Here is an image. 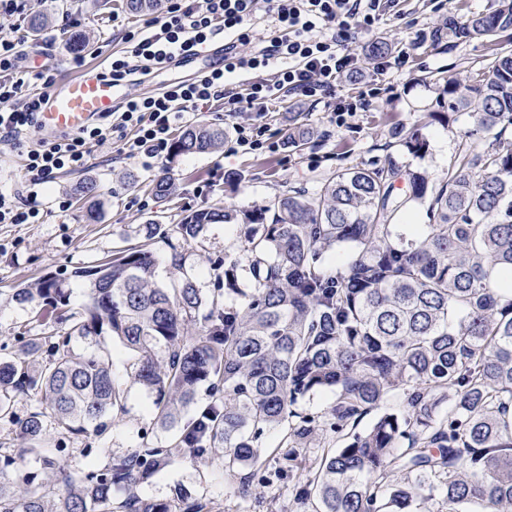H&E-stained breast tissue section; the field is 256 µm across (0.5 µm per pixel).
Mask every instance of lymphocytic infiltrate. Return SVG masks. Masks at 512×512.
Returning a JSON list of instances; mask_svg holds the SVG:
<instances>
[{"mask_svg": "<svg viewBox=\"0 0 512 512\" xmlns=\"http://www.w3.org/2000/svg\"><path fill=\"white\" fill-rule=\"evenodd\" d=\"M398 0H167L161 16L125 31L128 49L113 57V80L131 82L139 69L160 66L181 51L224 37V65L170 84L162 92L128 96L121 110L83 130L49 138L40 134L39 112L54 85L50 71L30 75L17 64L20 39L0 36V144L24 158L20 191L0 193L1 224L41 223L39 197L63 170L84 168L93 147L116 143L120 155L153 166L167 150L187 112L223 101L235 118L229 153L278 151L262 114L268 103L292 95L303 101L335 99L338 122L366 109V96L337 97L336 85L354 72L348 48L353 30L373 29ZM265 10L274 34L254 38V18ZM258 79L238 90L240 76Z\"/></svg>", "mask_w": 512, "mask_h": 512, "instance_id": "obj_1", "label": "lymphocytic infiltrate"}]
</instances>
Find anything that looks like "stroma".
Returning <instances> with one entry per match:
<instances>
[{"mask_svg": "<svg viewBox=\"0 0 512 512\" xmlns=\"http://www.w3.org/2000/svg\"><path fill=\"white\" fill-rule=\"evenodd\" d=\"M29 5L49 18L39 37L30 36L23 14L0 16V31L17 28L21 67L33 72L51 70L58 80L76 72L72 34L90 35L93 46L84 52V62L105 67L113 53L124 51V30L145 21L144 16L126 12L122 0L108 5L103 0H29ZM496 6L497 0H400L396 12L384 16L377 29L355 33L350 47L359 60L358 70L340 81L337 92L356 96L365 91L369 81H376L378 92L367 109L340 126L326 103L312 104L290 96L270 106L266 114L271 134L281 141L291 122L311 128L314 136L303 149L284 146L276 153L231 155L219 147L198 154L168 153L148 170L141 159L119 155L113 144L94 147L84 169L56 174L51 187L54 192L70 194L79 182L95 181L98 222L88 221L80 203H73L62 213L51 198L45 197L41 200L42 223L0 224V350L15 351L19 337L42 336L50 330L49 324L33 321L29 304L16 301V288L48 273L95 266L119 250L140 245V229L146 221L161 226L151 242L158 259V284L187 275L207 291L223 274L222 268L214 266V258L224 255L246 264L244 228L212 224L199 241L187 244L175 226L192 211L225 206L249 212L288 190L315 189L328 171L388 157L401 168L424 171L430 183H439L449 163L463 154L465 133L473 120L466 111L451 114L446 120H429V113L438 109V85L446 80L465 81L470 72L488 67L492 51L478 41L436 45L430 34L448 14L463 21ZM381 41L389 43L393 56L402 58L403 63L378 81L372 71L371 49ZM402 126L418 130L426 142L423 154L392 148L393 134ZM165 168L175 179L177 190L159 201L148 185ZM131 175L138 180L137 188L128 185ZM175 249L186 257L184 269L169 263ZM113 361L116 377L128 391L125 410L106 440L73 439L69 465L82 463L88 455L105 463L127 454L139 446L144 432L158 446L168 445L171 439V431L153 421L152 395L134 384L130 376L129 352L114 345ZM136 492L157 501L182 493L207 503L209 512H290L293 500L292 487L285 480L255 486L249 498H241L225 477L223 460L196 461L187 456L172 460Z\"/></svg>", "mask_w": 512, "mask_h": 512, "instance_id": "obj_1", "label": "stroma"}]
</instances>
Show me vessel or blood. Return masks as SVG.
Segmentation results:
<instances>
[{"mask_svg":"<svg viewBox=\"0 0 512 512\" xmlns=\"http://www.w3.org/2000/svg\"><path fill=\"white\" fill-rule=\"evenodd\" d=\"M223 53V47L205 46L197 51L180 53L169 61L168 66L172 69L192 67L202 75L211 71L212 56ZM125 98L124 83L112 81L101 70L90 67L50 90L39 114V123L46 129L76 132L117 111Z\"/></svg>","mask_w":512,"mask_h":512,"instance_id":"vessel-or-blood-1","label":"vessel or blood"}]
</instances>
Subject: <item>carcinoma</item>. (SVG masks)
Instances as JSON below:
<instances>
[{"mask_svg": "<svg viewBox=\"0 0 512 512\" xmlns=\"http://www.w3.org/2000/svg\"><path fill=\"white\" fill-rule=\"evenodd\" d=\"M159 2L123 5L139 14ZM510 30L512 0H499L462 24L448 17L432 41L494 44ZM437 103L449 112L476 104L468 136L486 146L465 151L435 186L386 159L335 171L314 191L290 190L243 217L216 207L181 220L187 243L210 224L244 221L251 289L237 306L224 304L238 290L237 263L217 261L224 279L205 296L187 276L158 285L144 246L92 276L72 271L88 279L78 311H69L64 278L17 289L37 318L55 313L56 332L24 336L0 359V419L34 461L16 473L0 441V512H205L196 500L153 501L132 488L181 448L224 459L245 497L258 478L259 440L276 430L295 478L293 512H512V145H501L512 127V53L494 54L488 71L464 84L445 82ZM223 138L218 127L189 125L171 153H205ZM393 146L422 154L426 142L401 127ZM152 191L165 198L175 184L164 174ZM415 207L428 218L419 229L404 223ZM341 253L345 265L328 267L325 257ZM115 341L132 354L131 378L154 395L156 423L171 441L68 469L57 458L62 440L104 437L124 409ZM39 353L46 362L34 360ZM203 384L211 400L200 404ZM325 391L335 396L326 412L305 408ZM397 391L402 403L382 410ZM31 392L42 410L16 416V398ZM313 448L324 452L307 467Z\"/></svg>", "mask_w": 512, "mask_h": 512, "instance_id": "1", "label": "carcinoma"}]
</instances>
